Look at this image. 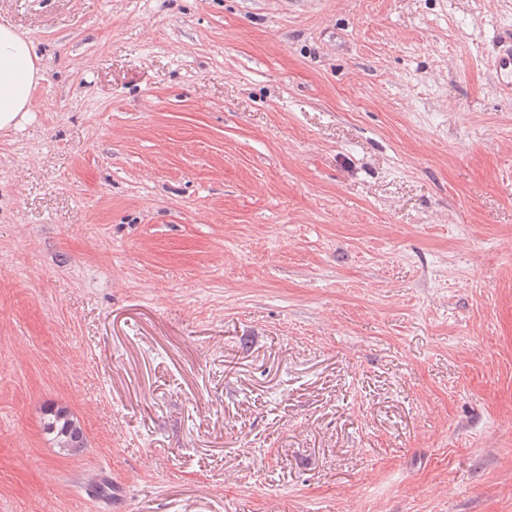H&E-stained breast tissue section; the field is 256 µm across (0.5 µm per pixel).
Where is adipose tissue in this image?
<instances>
[{
	"mask_svg": "<svg viewBox=\"0 0 512 512\" xmlns=\"http://www.w3.org/2000/svg\"><path fill=\"white\" fill-rule=\"evenodd\" d=\"M41 78L31 43L14 29L0 25V131L26 121L33 90Z\"/></svg>",
	"mask_w": 512,
	"mask_h": 512,
	"instance_id": "obj_1",
	"label": "adipose tissue"
}]
</instances>
